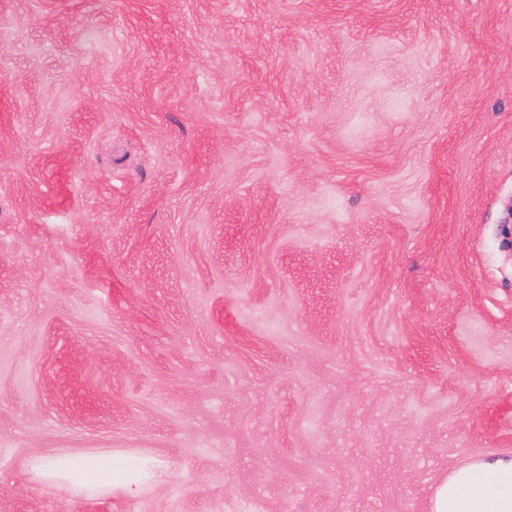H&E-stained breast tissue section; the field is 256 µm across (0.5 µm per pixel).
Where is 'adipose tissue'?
Segmentation results:
<instances>
[{"label":"adipose tissue","instance_id":"adipose-tissue-1","mask_svg":"<svg viewBox=\"0 0 512 512\" xmlns=\"http://www.w3.org/2000/svg\"><path fill=\"white\" fill-rule=\"evenodd\" d=\"M28 468L43 483L62 479L82 488L124 496L135 495L143 479L158 477L164 471L156 461L63 452L33 456ZM430 509L431 512H512V456L478 459L452 471L436 487Z\"/></svg>","mask_w":512,"mask_h":512}]
</instances>
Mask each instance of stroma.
Here are the masks:
<instances>
[{
  "label": "stroma",
  "instance_id": "stroma-1",
  "mask_svg": "<svg viewBox=\"0 0 512 512\" xmlns=\"http://www.w3.org/2000/svg\"><path fill=\"white\" fill-rule=\"evenodd\" d=\"M511 203L512 0H0V512H430L512 455ZM30 473L40 482L52 483L69 480L82 488H94L133 496L142 480L163 474L164 467L157 461L151 463L123 456H86L70 453L35 455L28 463Z\"/></svg>",
  "mask_w": 512,
  "mask_h": 512
}]
</instances>
